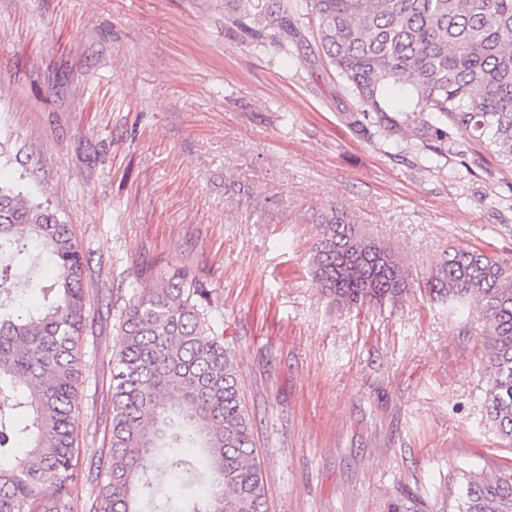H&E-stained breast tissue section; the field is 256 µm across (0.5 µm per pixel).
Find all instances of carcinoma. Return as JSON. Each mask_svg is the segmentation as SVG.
<instances>
[{
  "label": "carcinoma",
  "instance_id": "cac0c4a2",
  "mask_svg": "<svg viewBox=\"0 0 512 512\" xmlns=\"http://www.w3.org/2000/svg\"><path fill=\"white\" fill-rule=\"evenodd\" d=\"M313 16L328 64L346 83L353 123L381 136L411 133L436 155L455 150L512 169V0H273L265 26L282 54L296 35L288 15ZM311 263L316 288L342 307L395 302L409 270L394 249L349 214H317ZM53 264L55 277L32 272ZM27 273L40 302L24 315L0 299V512H74L75 411L85 372L90 299L84 255L67 224L0 184V281ZM450 302L470 300L484 323L486 411L512 443V261L451 247L429 281ZM210 293L184 266L131 299L112 360V420L100 492L83 512H267L263 474L238 366L210 319ZM26 443V453L17 455ZM202 448L214 487L174 498L161 475L191 486L195 466L146 455ZM452 512H512V468L462 473Z\"/></svg>",
  "mask_w": 512,
  "mask_h": 512
}]
</instances>
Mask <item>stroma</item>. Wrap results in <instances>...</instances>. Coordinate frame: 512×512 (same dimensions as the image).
Here are the masks:
<instances>
[{"label": "stroma", "mask_w": 512, "mask_h": 512, "mask_svg": "<svg viewBox=\"0 0 512 512\" xmlns=\"http://www.w3.org/2000/svg\"><path fill=\"white\" fill-rule=\"evenodd\" d=\"M271 2L0 0V177L86 259L79 466L107 445L124 307L186 266L236 359L268 512H448L458 474H498L512 446L473 303L424 283L451 246L512 259V171L359 131L314 24L291 55L255 50ZM336 206L396 248L401 302L316 290L309 217Z\"/></svg>", "instance_id": "35a3bbf8"}]
</instances>
